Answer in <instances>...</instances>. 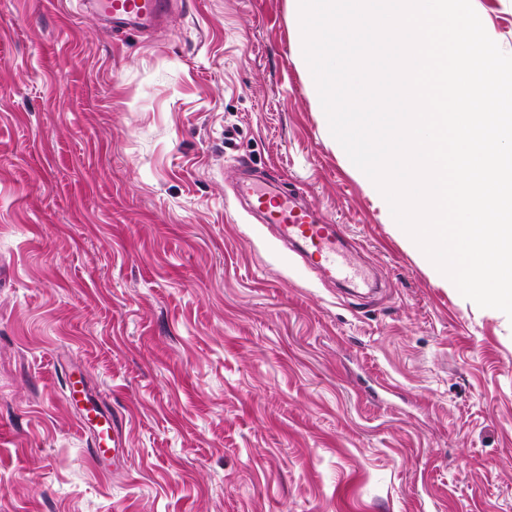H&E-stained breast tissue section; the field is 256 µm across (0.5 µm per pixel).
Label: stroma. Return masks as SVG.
Returning a JSON list of instances; mask_svg holds the SVG:
<instances>
[{
    "label": "stroma",
    "instance_id": "stroma-1",
    "mask_svg": "<svg viewBox=\"0 0 512 512\" xmlns=\"http://www.w3.org/2000/svg\"><path fill=\"white\" fill-rule=\"evenodd\" d=\"M512 54V0H472ZM302 193L328 278L238 197ZM115 419L100 468L71 374ZM0 512H512V319L331 135L294 0H0ZM170 0H99V9L116 22L133 19L141 27H150L167 20Z\"/></svg>",
    "mask_w": 512,
    "mask_h": 512
}]
</instances>
